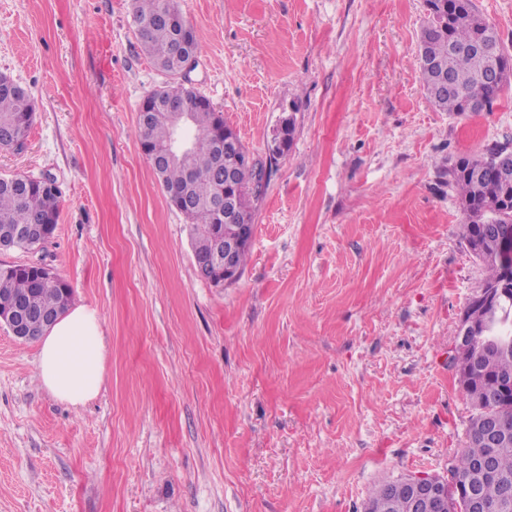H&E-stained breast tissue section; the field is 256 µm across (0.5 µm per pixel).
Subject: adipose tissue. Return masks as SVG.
I'll return each instance as SVG.
<instances>
[{
	"instance_id": "ef3b65f1",
	"label": "adipose tissue",
	"mask_w": 512,
	"mask_h": 512,
	"mask_svg": "<svg viewBox=\"0 0 512 512\" xmlns=\"http://www.w3.org/2000/svg\"><path fill=\"white\" fill-rule=\"evenodd\" d=\"M37 378L55 399L78 410L101 390L107 335L97 310L68 308L38 341Z\"/></svg>"
}]
</instances>
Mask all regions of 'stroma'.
I'll return each mask as SVG.
<instances>
[{"instance_id":"1","label":"stroma","mask_w":512,"mask_h":512,"mask_svg":"<svg viewBox=\"0 0 512 512\" xmlns=\"http://www.w3.org/2000/svg\"><path fill=\"white\" fill-rule=\"evenodd\" d=\"M178 4L192 87L267 171L231 284L198 276L141 149L139 107L167 78L132 0H0V74L36 110L0 177L60 189L53 236L0 265L49 268L109 340L76 412L0 326V512H364L378 484L444 473L466 445L448 352L487 270L448 168L512 147V84L488 111L435 108L426 0Z\"/></svg>"}]
</instances>
